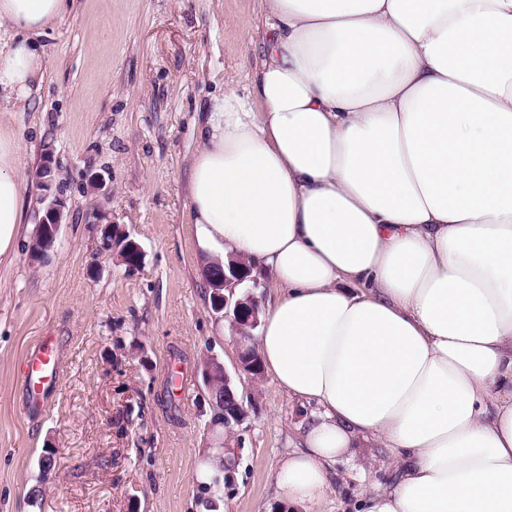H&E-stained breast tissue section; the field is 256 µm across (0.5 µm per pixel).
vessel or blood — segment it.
I'll list each match as a JSON object with an SVG mask.
<instances>
[{"mask_svg":"<svg viewBox=\"0 0 512 512\" xmlns=\"http://www.w3.org/2000/svg\"><path fill=\"white\" fill-rule=\"evenodd\" d=\"M60 354L53 337H43L26 354L22 371L24 406L27 411L45 407L59 385Z\"/></svg>","mask_w":512,"mask_h":512,"instance_id":"obj_1","label":"vessel or blood"}]
</instances>
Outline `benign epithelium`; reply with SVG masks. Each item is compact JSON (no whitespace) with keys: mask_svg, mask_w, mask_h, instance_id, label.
<instances>
[{"mask_svg":"<svg viewBox=\"0 0 512 512\" xmlns=\"http://www.w3.org/2000/svg\"><path fill=\"white\" fill-rule=\"evenodd\" d=\"M54 171L50 164L42 166L38 173L37 189L41 192V201L47 202L44 215L38 223L40 234L32 245L29 246L30 257L33 259L43 257L54 246L58 238L61 224L64 220V204L58 198H50ZM101 245L105 251H117L121 262L129 269L137 268L142 261L140 246L126 231L116 224H106L100 229ZM246 261L236 260L229 266V273L219 277L214 276V271L221 270L220 266H210L208 276L211 280L212 311L219 317L227 320L231 327L233 337L242 341V337L250 334L260 323L259 300L247 295L236 297V288L248 277L244 268ZM202 374L205 385H210L216 377L220 376L224 381V393L233 394L231 375L224 365L213 355L207 356L202 363Z\"/></svg>","mask_w":512,"mask_h":512,"instance_id":"7a95c632","label":"benign epithelium"}]
</instances>
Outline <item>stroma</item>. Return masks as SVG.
<instances>
[{
    "label": "stroma",
    "mask_w": 512,
    "mask_h": 512,
    "mask_svg": "<svg viewBox=\"0 0 512 512\" xmlns=\"http://www.w3.org/2000/svg\"><path fill=\"white\" fill-rule=\"evenodd\" d=\"M69 2L36 39L40 89L0 117L24 148L28 222L45 208L33 181L43 162L65 204L54 251L31 259L25 236L0 264V512H206L196 471L214 446L200 366L209 354L247 413L219 512H284L273 475L310 410L271 375L238 370L231 328L210 310L202 272L211 254L187 193L199 113L226 86L247 91L262 59L261 0ZM103 224L139 244L137 269L101 249ZM45 336L61 354L60 385L29 414L21 368ZM385 458L365 442L354 461L336 463L334 493L298 512H355L361 472Z\"/></svg>",
    "instance_id": "35a3bbf8"
}]
</instances>
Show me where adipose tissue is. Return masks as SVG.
<instances>
[{"label": "adipose tissue", "mask_w": 512, "mask_h": 512, "mask_svg": "<svg viewBox=\"0 0 512 512\" xmlns=\"http://www.w3.org/2000/svg\"><path fill=\"white\" fill-rule=\"evenodd\" d=\"M65 0H0V112L44 75ZM247 93L197 121V240L278 294L256 348L314 405L282 460L289 506L332 493L363 440L393 476L358 512H512V0H262ZM0 132V257L24 224Z\"/></svg>", "instance_id": "1"}]
</instances>
